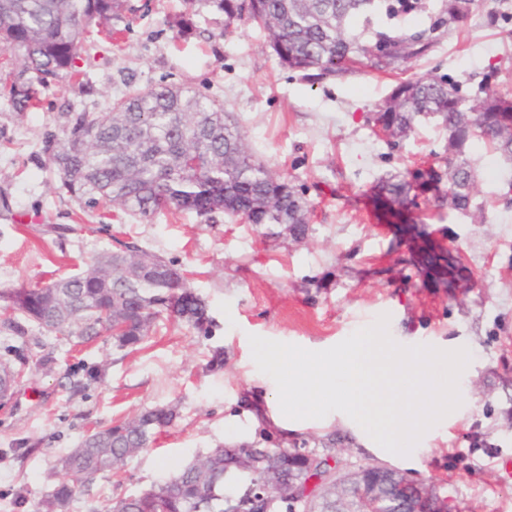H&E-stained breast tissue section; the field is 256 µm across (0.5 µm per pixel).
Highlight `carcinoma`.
Returning a JSON list of instances; mask_svg holds the SVG:
<instances>
[{"label":"carcinoma","instance_id":"carcinoma-1","mask_svg":"<svg viewBox=\"0 0 512 512\" xmlns=\"http://www.w3.org/2000/svg\"><path fill=\"white\" fill-rule=\"evenodd\" d=\"M114 0H0V52L18 54L14 67L0 74V89L22 114L37 105L35 85L73 79L91 65L87 33L112 14ZM225 21L264 28L281 65L318 81L357 72L362 59L378 71L401 70L429 55L448 30L466 20L474 0H218ZM424 17V28L409 32L402 22ZM430 116L448 132V189L440 206L466 211L472 206L476 176L463 159L478 139L512 159V98L481 85L466 96L448 78L402 81L378 106L371 121L396 141L409 136L418 118ZM44 150L60 176L59 193L93 209L99 201L117 205L149 222L164 210L208 215L223 211L250 224H286L302 238L310 204L288 180L257 162L233 115L216 100L176 85L128 93L105 112H68L59 132L46 133ZM415 185L397 173L381 181L376 201L406 208ZM121 249L108 251L87 269L43 288H15L0 294L25 320L61 336L90 340L122 325L116 340L136 346L161 314L204 330L208 304L187 287L183 270L156 253L114 238ZM177 417L172 406L145 410L121 424L97 428L64 460L67 478L39 505L38 512H66L76 482L102 472L118 473L128 458L148 447L157 430ZM309 441L291 448H255L241 443L218 446L150 489L112 499L107 512H224L214 492L224 487V470L251 466L255 479L279 472L282 509L288 484L305 485L323 476L322 460L310 468L303 452ZM381 502L356 500L357 489L343 490L357 512H394L395 483L388 472H365Z\"/></svg>","mask_w":512,"mask_h":512}]
</instances>
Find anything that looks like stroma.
Listing matches in <instances>:
<instances>
[{
  "label": "stroma",
  "mask_w": 512,
  "mask_h": 512,
  "mask_svg": "<svg viewBox=\"0 0 512 512\" xmlns=\"http://www.w3.org/2000/svg\"><path fill=\"white\" fill-rule=\"evenodd\" d=\"M91 33L86 84L40 86L38 109L17 115L0 98V291L48 284L114 249V233L184 269L208 304V332L164 317L137 347L107 334L83 342L30 323L17 335L0 299V351L24 353L0 401V512H36L62 476L59 461L88 430L176 406L178 417L116 474L80 484L68 512H104L113 496L149 489L220 445L326 444L361 465L383 462L435 486L460 512H512V160L480 141L473 209L419 198L408 222L381 215L378 181L444 169L448 139L419 119L399 144L367 118L397 83L366 67L311 83L284 68L255 25L225 24L215 0H119ZM411 77H445L472 95L484 77L512 94V0H475L467 20L413 63ZM191 87L234 113L254 158L302 189L311 205L297 240L280 225L216 212L170 211L139 221L100 203L60 198L43 152L70 110L106 111L120 92ZM111 214L110 231L98 228ZM389 315L400 345L468 349L465 411L406 456L375 453L348 427L289 434L267 423L275 382L253 361L250 336L328 349Z\"/></svg>",
  "instance_id": "1"
}]
</instances>
